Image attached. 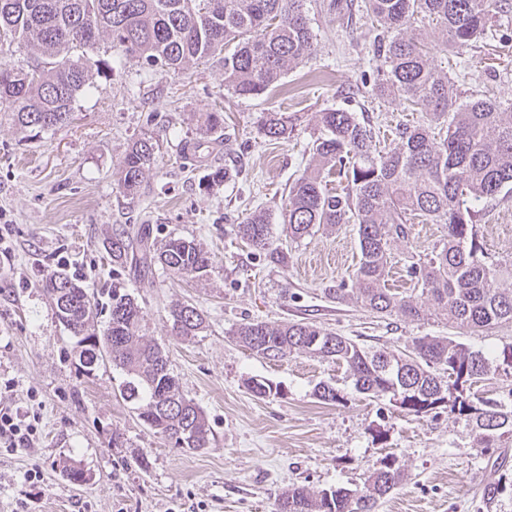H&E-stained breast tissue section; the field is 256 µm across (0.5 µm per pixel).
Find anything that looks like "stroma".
<instances>
[{"mask_svg":"<svg viewBox=\"0 0 512 512\" xmlns=\"http://www.w3.org/2000/svg\"><path fill=\"white\" fill-rule=\"evenodd\" d=\"M349 12L350 0H311V56L259 99L228 94L219 60L161 72L136 57L118 58L103 41L94 54V86L77 98L71 123L37 133L0 112V214L12 231L10 254L0 255V407L38 421L34 447L0 445V512H274L278 493L292 484L314 492L363 489L388 454L407 478L376 512H512L510 491L492 508L481 501L496 465L512 472V447L480 452L464 420L447 408L409 415L388 398L358 393L345 365L306 354L267 359L229 336L247 320H304L377 349L402 351L426 335L484 351L512 343L511 326L469 336L437 320L382 319L326 298L325 289L350 284L358 267L355 225L291 243L285 269L268 265L235 235L260 206L271 215L274 237L284 238V200L310 163L317 112L346 106L362 113L381 151L393 148L397 124L422 121L421 113L400 111L363 86L373 32L369 19ZM495 28L497 39L474 42L461 56V95L512 98V13L496 17ZM215 111L227 125L220 141L204 130ZM269 111L286 113L287 139L260 134ZM139 138L154 143L155 162L140 197L131 199L117 172ZM223 166L233 180L199 184ZM129 224L153 225L159 239L196 238L213 258L203 278L160 272L155 287L142 288L129 273L117 277L138 299L146 335L206 414L209 448L187 451L153 434L121 397V370L80 372L75 341L41 287L64 267L107 302L116 277L104 245ZM479 229L492 258L512 260V195L486 205ZM442 235V225L414 222L411 244L390 247L388 287L411 292L412 254L430 251ZM177 301L205 316V330L192 340L171 333L167 309ZM252 379L279 391L255 397L246 388ZM321 382L336 387L341 402L318 400ZM116 430L126 439L120 448L112 444ZM141 457L146 466L138 465ZM70 468L82 481L67 477ZM33 471L38 479H30Z\"/></svg>","mask_w":512,"mask_h":512,"instance_id":"35a3bbf8","label":"stroma"}]
</instances>
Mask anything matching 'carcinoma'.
I'll use <instances>...</instances> for the list:
<instances>
[{
    "instance_id": "obj_1",
    "label": "carcinoma",
    "mask_w": 512,
    "mask_h": 512,
    "mask_svg": "<svg viewBox=\"0 0 512 512\" xmlns=\"http://www.w3.org/2000/svg\"><path fill=\"white\" fill-rule=\"evenodd\" d=\"M374 31L372 92L399 101L403 111L423 112L426 121L399 124L396 144L376 149L374 128L358 113L326 108L318 114L312 163L289 187L283 214L288 238L300 241L319 227L356 225L361 258L354 287L327 288L326 297L353 300L380 317L421 320L433 315L471 335L512 324V261L493 260L477 230L478 206L512 193V100L480 94L461 99L448 69L432 55L462 54L480 38L493 39L492 15L512 11L509 0H363ZM429 20L439 31L430 47L411 30ZM152 68L183 72L221 55L224 87L240 99H258L305 62L315 34L306 0H0V49L17 45L30 53L25 64L0 63V103L23 128L43 132L70 120L77 96L92 87L94 52L100 40ZM262 134L288 138V117L267 112ZM155 162L147 139L131 144L119 168L118 185L140 194ZM338 176L340 188H327ZM444 225L443 238L410 266L417 296L385 287L394 242L410 243L414 220ZM235 234L273 266L286 268L290 252L277 242L269 214L256 210ZM113 273L129 269L145 288L154 287L155 267L172 276L204 277L212 258L193 238L159 242L148 224L113 232L107 243ZM58 322L76 338L79 367L89 374L108 360L125 373L120 392L137 405L138 417L177 448L210 444L211 428L201 408L182 389L159 345L142 334L143 310L120 282L108 294V320L93 329L99 302L80 278L62 269L43 285ZM172 335L192 339L204 329L202 313L176 303L168 308ZM229 336L251 352L285 359L309 354L342 363L355 389L388 397L415 416L444 405L470 427L472 447L512 446V406L474 389L490 375L512 378V344L491 354L448 336H418L408 353L367 349L313 322L279 325L252 320ZM259 398L278 386L253 379ZM314 395L341 401L336 388L319 383ZM404 472L387 456L364 491L344 487L318 494L293 485L278 495L276 512H374L378 498L398 488ZM502 472L483 487L485 507L495 503Z\"/></svg>"
}]
</instances>
